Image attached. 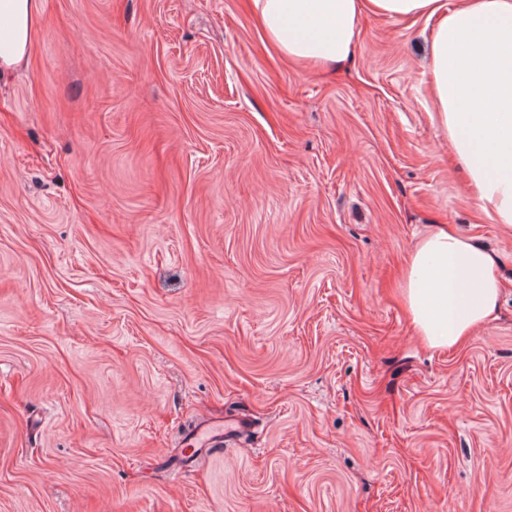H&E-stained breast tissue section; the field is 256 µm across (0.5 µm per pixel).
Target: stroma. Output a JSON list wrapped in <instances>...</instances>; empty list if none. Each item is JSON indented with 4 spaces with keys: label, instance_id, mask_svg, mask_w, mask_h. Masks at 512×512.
<instances>
[{
    "label": "stroma",
    "instance_id": "stroma-1",
    "mask_svg": "<svg viewBox=\"0 0 512 512\" xmlns=\"http://www.w3.org/2000/svg\"><path fill=\"white\" fill-rule=\"evenodd\" d=\"M434 26L362 17L327 71L249 0H42L0 81V512H512V229L433 119ZM434 224L500 259L453 351L400 289ZM243 427L241 423L226 426L224 425H212L203 429H200L192 438L189 446L195 447H209L222 445L227 443L236 432H239Z\"/></svg>",
    "mask_w": 512,
    "mask_h": 512
}]
</instances>
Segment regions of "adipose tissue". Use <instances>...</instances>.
Segmentation results:
<instances>
[{
    "mask_svg": "<svg viewBox=\"0 0 512 512\" xmlns=\"http://www.w3.org/2000/svg\"><path fill=\"white\" fill-rule=\"evenodd\" d=\"M271 47L288 60L341 68L358 23L374 14L435 20L430 43L435 118L485 214L512 228V0H250ZM41 0H0V78L28 57ZM498 263L475 239L435 227L413 248L402 298L417 336L453 349L493 316Z\"/></svg>",
    "mask_w": 512,
    "mask_h": 512,
    "instance_id": "1",
    "label": "adipose tissue"
}]
</instances>
